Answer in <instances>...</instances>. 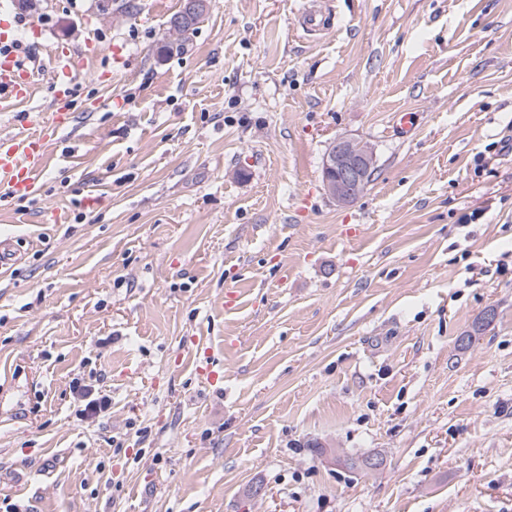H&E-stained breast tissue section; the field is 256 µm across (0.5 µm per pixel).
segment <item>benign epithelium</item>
Segmentation results:
<instances>
[{
	"mask_svg": "<svg viewBox=\"0 0 512 512\" xmlns=\"http://www.w3.org/2000/svg\"><path fill=\"white\" fill-rule=\"evenodd\" d=\"M211 0H185L182 14L173 21L181 26L204 15ZM375 155L368 143L339 137L323 159L322 183L325 192L340 205L353 202L367 187L375 167Z\"/></svg>",
	"mask_w": 512,
	"mask_h": 512,
	"instance_id": "1",
	"label": "benign epithelium"
}]
</instances>
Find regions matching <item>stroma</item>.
Instances as JSON below:
<instances>
[{
    "label": "stroma",
    "instance_id": "stroma-1",
    "mask_svg": "<svg viewBox=\"0 0 512 512\" xmlns=\"http://www.w3.org/2000/svg\"><path fill=\"white\" fill-rule=\"evenodd\" d=\"M182 7L0 12L83 53L0 202V512H512V0ZM57 85L48 112L17 115L20 118L17 131L0 139L1 198H28L34 194L47 168L48 143L56 132L72 122L69 81L61 80ZM33 126H36L34 130ZM375 162L373 149L368 143L337 138L323 159L325 192L340 205L353 202L366 189Z\"/></svg>",
    "mask_w": 512,
    "mask_h": 512
}]
</instances>
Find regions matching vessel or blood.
I'll return each instance as SVG.
<instances>
[{
  "mask_svg": "<svg viewBox=\"0 0 512 512\" xmlns=\"http://www.w3.org/2000/svg\"><path fill=\"white\" fill-rule=\"evenodd\" d=\"M13 39L12 31L0 32V112L12 111L16 103L28 100L34 92L31 71L9 46ZM54 65L60 81L50 110L21 114L16 132L0 139L1 197L27 198L34 194L47 168L49 142L72 121L67 78L73 60L59 56Z\"/></svg>",
  "mask_w": 512,
  "mask_h": 512,
  "instance_id": "obj_1",
  "label": "vessel or blood"
}]
</instances>
